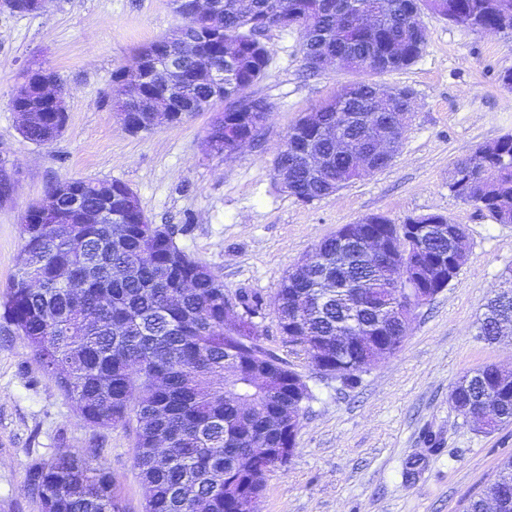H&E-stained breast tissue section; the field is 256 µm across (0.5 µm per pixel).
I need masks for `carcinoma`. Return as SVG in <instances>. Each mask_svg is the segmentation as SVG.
<instances>
[{
    "mask_svg": "<svg viewBox=\"0 0 512 512\" xmlns=\"http://www.w3.org/2000/svg\"><path fill=\"white\" fill-rule=\"evenodd\" d=\"M223 31L199 44L198 57L185 70V83L201 100L209 96L200 65L224 63V112L214 118L204 146L226 158L234 144L229 129L241 137L258 132L248 105V90L267 75L269 49L262 37L271 28L300 33L306 70L316 75V61L336 57L350 71L382 75L413 64L427 42L420 15L430 10L474 31L512 33V0H221ZM375 15L370 25L360 12ZM207 29L202 18L183 25L159 43L178 45ZM371 82L352 88L360 111L343 107L335 93L301 118L279 146L275 164L288 163V195L302 202L327 196L357 179L356 150L363 148L366 122L392 118L390 108L368 94ZM348 123L347 142L336 150L329 131ZM58 112L21 131L36 145H48L63 132ZM307 150L325 159L320 172L300 162ZM479 155L458 159L448 188L458 199L484 209L501 224L512 222V134L477 148ZM81 207L103 206L99 180L70 179ZM110 214L97 224H76L68 197L58 200V215L45 221L39 204L26 212L24 246L18 268L0 308L5 321L26 337L34 356L52 374L84 422L100 428L133 426L134 466L146 488L143 512H234L239 498L261 496L265 471L274 464L266 449L285 445L288 412L312 399L302 376L266 347L259 323L262 299L232 298L224 282L176 243L172 230L153 224L140 203L124 205L125 183L111 182ZM423 224H443L448 233L429 232L422 252L398 241L399 228L378 215L355 225L360 238L388 237L396 251L384 263H360V243L350 259L336 258L329 236L307 254L308 265L294 264L282 277L278 315L289 344H326L325 365H347L339 378L351 385L374 357V346L336 351V336L350 321L395 336L398 324L385 305L398 290L437 288L435 264L446 259L459 225L441 214L421 217ZM43 287H29L30 276ZM81 283L74 292L69 280ZM512 280L486 305L479 335L499 339V327L512 319ZM234 303L243 313L227 319ZM457 409L494 406L501 423L512 421V383L502 385L491 364L462 375L450 388ZM28 487L42 512H125L109 471L59 453L28 470Z\"/></svg>",
    "mask_w": 512,
    "mask_h": 512,
    "instance_id": "cac0c4a2",
    "label": "carcinoma"
}]
</instances>
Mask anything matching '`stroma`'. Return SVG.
<instances>
[{
    "instance_id": "stroma-1",
    "label": "stroma",
    "mask_w": 512,
    "mask_h": 512,
    "mask_svg": "<svg viewBox=\"0 0 512 512\" xmlns=\"http://www.w3.org/2000/svg\"><path fill=\"white\" fill-rule=\"evenodd\" d=\"M421 20V56L377 79L413 94L394 159L304 203L278 190L277 149L298 119L356 75L336 66L307 74L297 32L265 33L268 75L250 93L272 111L259 140L227 159L202 147L211 113L133 134L113 108L115 71L135 48L180 26L170 0H50L37 14L0 9V166L16 183L0 201V293L17 271L28 207L55 181L75 177L126 183L150 222L168 225L228 293L260 295L266 346L303 376L313 397L300 414L295 452L267 474L256 512H463L512 456V423L482 432L448 403L464 373L487 364L512 369V334L496 344L478 335L484 304L512 278V224L448 189L458 158L512 134V90L499 81L512 70V36L477 33L430 11ZM38 64L57 72L66 90L68 122L48 145L23 139L11 107L16 85ZM429 213L465 227L467 260L447 288L414 309L395 353L350 388L283 342L275 301L288 268L342 225L370 215L400 224ZM134 449L130 428L81 421L25 337L0 319V512H41L27 471L62 452L104 464L126 512H142Z\"/></svg>"
}]
</instances>
